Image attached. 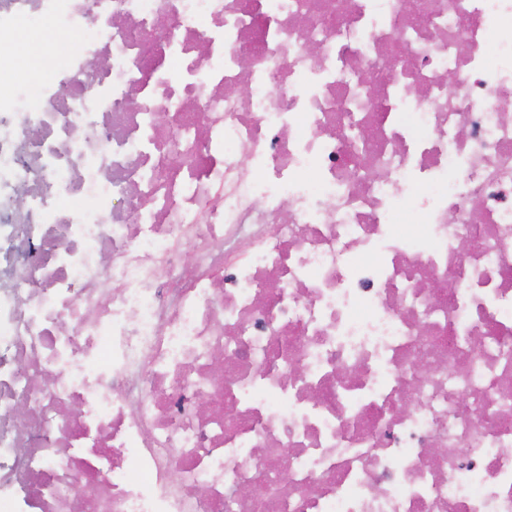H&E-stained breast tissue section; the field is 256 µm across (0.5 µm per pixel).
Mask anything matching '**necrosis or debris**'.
<instances>
[{"label":"necrosis or debris","mask_w":512,"mask_h":512,"mask_svg":"<svg viewBox=\"0 0 512 512\" xmlns=\"http://www.w3.org/2000/svg\"><path fill=\"white\" fill-rule=\"evenodd\" d=\"M2 18L79 40L0 69L19 512H512V0Z\"/></svg>","instance_id":"1"}]
</instances>
